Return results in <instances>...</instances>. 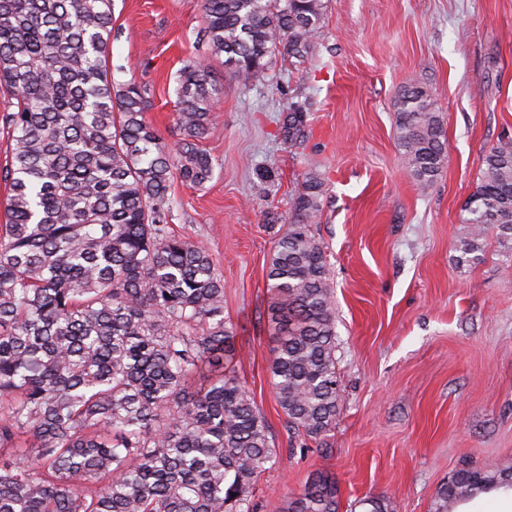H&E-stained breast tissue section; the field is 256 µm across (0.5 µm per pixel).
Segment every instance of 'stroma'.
I'll list each match as a JSON object with an SVG mask.
<instances>
[{"mask_svg":"<svg viewBox=\"0 0 512 512\" xmlns=\"http://www.w3.org/2000/svg\"><path fill=\"white\" fill-rule=\"evenodd\" d=\"M322 35L294 66L278 48L249 87L212 59L199 0H114L115 83L147 86V121L173 144L176 78L207 64L219 90L201 141L215 169L173 178L170 227L206 246L224 278V317L243 348L233 367L280 457L254 479L276 512L312 477L333 479L339 512L365 497L433 512L459 468H512V242L489 237L458 265L455 243L485 146L512 132V0H325ZM416 82L443 116L447 158L428 193L405 168L399 90ZM307 137L281 134L289 100ZM323 184L313 232L331 264L339 411L323 435L292 437L271 386L268 260L307 176Z\"/></svg>","mask_w":512,"mask_h":512,"instance_id":"1","label":"stroma"}]
</instances>
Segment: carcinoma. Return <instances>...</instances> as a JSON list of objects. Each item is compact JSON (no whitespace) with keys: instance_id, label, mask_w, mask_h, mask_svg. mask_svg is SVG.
<instances>
[{"instance_id":"1","label":"carcinoma","mask_w":512,"mask_h":512,"mask_svg":"<svg viewBox=\"0 0 512 512\" xmlns=\"http://www.w3.org/2000/svg\"><path fill=\"white\" fill-rule=\"evenodd\" d=\"M113 0H0V88L13 146L0 225V512H257L256 474L278 459L231 364L224 280L209 251L171 231L173 173L214 174L199 146L218 93L206 64L178 76L173 146L146 120L145 88L112 81ZM202 40L245 86L278 46L304 60L324 0H201ZM288 103V140L306 137ZM398 146L429 190L447 157L443 117L420 84L399 95ZM322 182L310 176L268 262V371L288 430L316 437L336 419V305L312 232ZM459 260L492 232L512 239V136L487 148L460 219ZM512 469L458 470L434 512ZM282 512H338L320 474Z\"/></svg>"}]
</instances>
